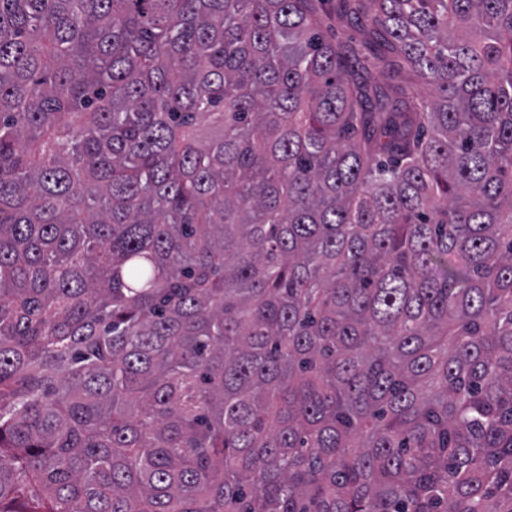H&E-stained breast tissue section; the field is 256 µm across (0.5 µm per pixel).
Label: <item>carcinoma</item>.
<instances>
[{"instance_id":"carcinoma-1","label":"carcinoma","mask_w":512,"mask_h":512,"mask_svg":"<svg viewBox=\"0 0 512 512\" xmlns=\"http://www.w3.org/2000/svg\"><path fill=\"white\" fill-rule=\"evenodd\" d=\"M329 2L0 0V512H512V0ZM323 30L333 43H347L350 40L358 43L364 37L363 32L355 24L339 22L335 18L327 21Z\"/></svg>"}]
</instances>
